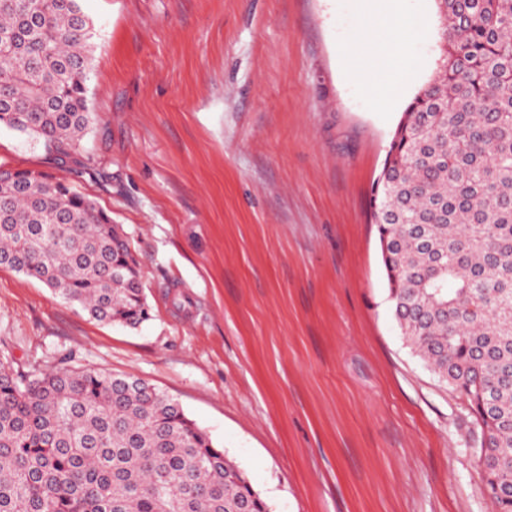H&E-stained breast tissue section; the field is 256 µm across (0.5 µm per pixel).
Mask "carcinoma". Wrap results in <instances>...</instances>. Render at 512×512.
<instances>
[{"label": "carcinoma", "instance_id": "cac0c4a2", "mask_svg": "<svg viewBox=\"0 0 512 512\" xmlns=\"http://www.w3.org/2000/svg\"><path fill=\"white\" fill-rule=\"evenodd\" d=\"M433 78L394 133L370 208L389 299L417 355L484 433V491L512 512V0H435ZM93 22L80 0H0V128L79 149ZM0 265L136 327L131 245L69 183L0 169ZM0 512H270L211 436L145 382L0 361Z\"/></svg>", "mask_w": 512, "mask_h": 512}]
</instances>
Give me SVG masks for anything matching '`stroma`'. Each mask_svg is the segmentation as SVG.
Returning <instances> with one entry per match:
<instances>
[{"instance_id":"35a3bbf8","label":"stroma","mask_w":512,"mask_h":512,"mask_svg":"<svg viewBox=\"0 0 512 512\" xmlns=\"http://www.w3.org/2000/svg\"><path fill=\"white\" fill-rule=\"evenodd\" d=\"M95 25L79 150L0 128V165L73 184L123 227L149 317L92 319L0 266V356L138 378L177 403L272 512H498L468 403L420 361L388 298L373 183L441 55L375 92L343 54L360 0H82ZM418 60L416 82L396 64Z\"/></svg>"}]
</instances>
